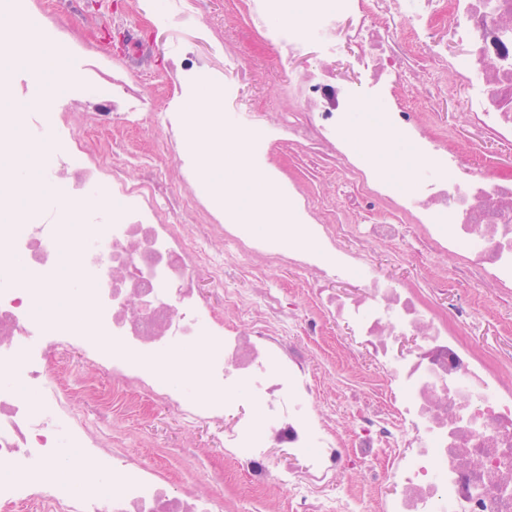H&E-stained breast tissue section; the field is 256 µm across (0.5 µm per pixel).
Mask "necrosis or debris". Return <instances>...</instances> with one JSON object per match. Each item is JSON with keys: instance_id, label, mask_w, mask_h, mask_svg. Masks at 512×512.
<instances>
[{"instance_id": "necrosis-or-debris-1", "label": "necrosis or debris", "mask_w": 512, "mask_h": 512, "mask_svg": "<svg viewBox=\"0 0 512 512\" xmlns=\"http://www.w3.org/2000/svg\"><path fill=\"white\" fill-rule=\"evenodd\" d=\"M250 0L247 10L284 68L310 48L367 62L359 81L299 72L302 113L293 123L241 124V157L259 171L270 148L289 141L353 157L350 133L384 152L362 161L360 200L392 202L398 221L367 225L364 237L396 246L404 218L430 250L454 253L468 277L512 288V174L474 170L468 149L427 135L419 110L466 89L471 124L512 141V0ZM113 84L86 127L151 120L143 101L116 106ZM186 112H168L164 137L136 178L125 147L74 139L67 113L45 128L40 112H0V184L21 175L14 133L48 149L45 171L62 197L18 221L0 196V512H223L215 493L174 484L133 452L114 412L155 407L190 428L213 425L228 464L245 475L237 493L262 501L288 488L293 512H359L358 497H323L295 481L272 451L287 449L312 477L335 475L358 449L384 464L381 512H512V388L467 342L472 309L377 272L365 249L337 245L336 227L309 223L221 224L203 210L208 165L184 144ZM410 154L404 181L392 170ZM192 191L172 195L168 166ZM95 194L82 223L64 218ZM199 210L193 224L163 212ZM72 251L79 274L63 281ZM308 276L312 303L285 304L273 274ZM234 318H225V311ZM350 330L371 364L370 400L354 434H342L318 398L304 349L334 351L325 326ZM86 373L66 391L72 363ZM111 491H104V484Z\"/></svg>"}]
</instances>
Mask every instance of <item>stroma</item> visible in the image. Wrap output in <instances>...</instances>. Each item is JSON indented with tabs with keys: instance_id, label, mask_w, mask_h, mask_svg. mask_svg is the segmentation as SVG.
<instances>
[{
	"instance_id": "35a3bbf8",
	"label": "stroma",
	"mask_w": 512,
	"mask_h": 512,
	"mask_svg": "<svg viewBox=\"0 0 512 512\" xmlns=\"http://www.w3.org/2000/svg\"><path fill=\"white\" fill-rule=\"evenodd\" d=\"M162 0H28L29 11L37 15L67 53L50 49L55 63L70 70L77 82L86 84L84 93L70 94L69 83L51 84L52 95L62 102L61 109L73 115L99 109L96 96L99 83L122 81L129 95L152 99L158 112L187 111L191 99L182 97L166 102L162 89L183 82V70L175 51L189 46L201 73L210 81L236 88L251 102L255 119H289L299 110L296 97L288 92L295 72L308 66L297 58L293 70L280 69L273 51L258 42L245 11V0H180L182 12L164 27L156 26L152 15ZM421 120L427 130L444 142L469 148L475 164L488 165L512 174V143H502L471 125L458 100L440 96L436 111L425 112ZM277 178L297 182L316 222L337 223L342 227L339 243L356 246L363 218L345 212L346 195L357 191L355 175L336 166L324 156H312L292 146L269 163ZM376 268L410 288L441 283L445 291L438 303H455L466 296L472 304V317L465 334L479 353L494 358L502 366V379L512 388V293L492 284L461 274L459 260L444 251L425 249L422 230L411 225L406 243L393 248L369 243ZM345 356L336 364L325 363L314 355L320 369L317 384L332 404L341 430L356 425L352 401L359 378L369 368L342 327L329 326ZM117 423L133 430L135 452L164 465L175 481L194 483L199 489H212V476L224 469L225 481L233 485L240 473L225 468L223 449L213 447L206 431H194L170 412L155 410L138 415L122 411ZM381 470L360 456H352L345 476L326 478L319 485L321 496H338L360 488L380 487Z\"/></svg>"
}]
</instances>
